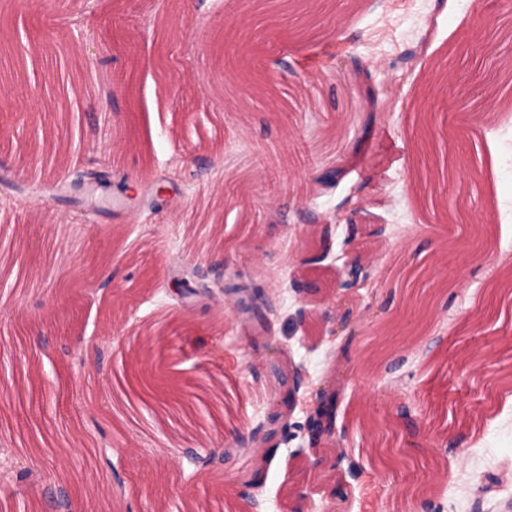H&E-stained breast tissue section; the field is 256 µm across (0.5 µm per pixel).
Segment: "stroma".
Masks as SVG:
<instances>
[{"instance_id": "35a3bbf8", "label": "stroma", "mask_w": 512, "mask_h": 512, "mask_svg": "<svg viewBox=\"0 0 512 512\" xmlns=\"http://www.w3.org/2000/svg\"><path fill=\"white\" fill-rule=\"evenodd\" d=\"M308 29L285 33L250 5L221 0H0V177L38 188L74 165L111 163L112 180L165 184L145 219L126 204L85 220L61 197L0 189V465L56 448L62 478L91 495L120 489L128 512H512V310L484 318L512 259V111L483 121L486 93L512 96V73L476 65L470 46L512 19L503 0H313ZM247 26L243 71L271 97L230 98L212 35ZM282 60L283 69L272 67ZM364 68L385 93L370 130L350 78ZM130 95L98 107L96 72ZM339 165L338 189L313 180ZM359 224L354 250L371 286L331 298L329 262L303 265L312 219ZM222 262L253 276L279 342L170 286L183 267ZM105 270L123 297L88 293ZM294 274L306 294L280 279ZM424 298L425 315L407 309ZM348 317L353 338L332 335ZM407 364L386 368L396 351ZM188 396L186 409L141 402L127 375ZM308 401L338 375L341 463L280 445L274 465L246 455L289 364ZM296 407L292 420L304 422ZM464 437L465 450L449 447ZM123 448L108 467L103 440Z\"/></svg>"}]
</instances>
